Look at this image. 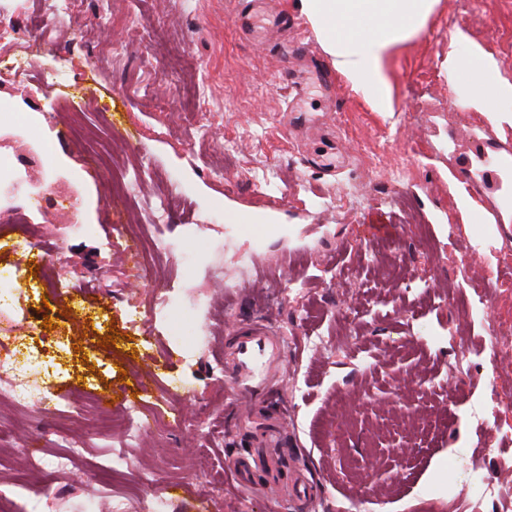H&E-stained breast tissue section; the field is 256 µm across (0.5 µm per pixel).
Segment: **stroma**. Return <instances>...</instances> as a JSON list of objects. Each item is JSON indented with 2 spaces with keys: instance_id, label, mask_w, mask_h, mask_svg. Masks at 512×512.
I'll return each mask as SVG.
<instances>
[{
  "instance_id": "stroma-1",
  "label": "stroma",
  "mask_w": 512,
  "mask_h": 512,
  "mask_svg": "<svg viewBox=\"0 0 512 512\" xmlns=\"http://www.w3.org/2000/svg\"><path fill=\"white\" fill-rule=\"evenodd\" d=\"M237 10L238 0H80L38 47L28 83L6 77L9 62L0 60V136L22 159L24 182L51 193L37 204L0 188V276L16 262L8 244L33 225L56 277L75 284L83 305L68 374L56 382L80 389L77 409L0 411L8 425L0 472H26L16 448L63 427L80 436L82 455L64 474L34 477L44 495L33 512H86L89 503L142 512L147 490L127 495L101 471L109 459L128 461L131 482L141 465L160 464L189 512H450L458 503L496 512L470 475L512 497V448L484 447L500 434L512 438V393L493 394L494 365L466 354L494 327L512 345V297L470 317L457 300L489 288L500 250L512 247V170L469 208L459 207L456 189L479 154L512 155V126L492 127L465 107L473 89L446 59L461 29L512 79V0H438L422 31L388 60L394 113L372 111L343 80L329 100L311 90L313 112L335 124L353 153L336 175L310 166L306 134L289 124L279 34L261 45L240 39ZM75 45L90 62L70 76L62 54ZM193 94L212 113L210 126L190 119ZM61 103L83 111L104 138L139 146L120 157L131 174L130 205L105 204L108 180L92 149L54 119ZM43 143L58 166L27 164ZM405 161L409 172L394 181ZM401 197L413 200L422 226L394 209ZM165 199L175 257H153L143 272L122 249L104 254L102 236L150 219ZM260 211L275 213L274 232L240 223ZM73 224L94 232L58 240L55 227ZM395 262L433 292L384 278L382 267ZM197 283L210 299L204 311L190 304ZM171 286L174 321L196 338L188 348L164 325L129 322V302L147 303L154 289ZM11 289L25 309L49 303L54 325L69 326L67 308L41 278L24 273ZM346 310L355 314L347 328ZM254 318L286 337L284 361L272 399L231 405L215 342ZM109 334L115 344L101 346ZM94 356L101 365H89ZM95 372L101 388L162 414L176 410L181 425L89 434L98 415L83 387ZM252 415L278 425L279 453L317 487L309 502L295 501L281 481L248 493L234 484V461L254 446L241 425ZM438 416L444 424L423 430Z\"/></svg>"
}]
</instances>
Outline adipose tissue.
Listing matches in <instances>:
<instances>
[{
  "mask_svg": "<svg viewBox=\"0 0 512 512\" xmlns=\"http://www.w3.org/2000/svg\"><path fill=\"white\" fill-rule=\"evenodd\" d=\"M438 0H299L324 52L351 89L378 112L395 109L386 73L390 51L414 37ZM448 70L465 75L480 90L467 103L496 126L512 125L499 101L512 99V80L499 61L481 49L448 53Z\"/></svg>",
  "mask_w": 512,
  "mask_h": 512,
  "instance_id": "obj_1",
  "label": "adipose tissue"
}]
</instances>
